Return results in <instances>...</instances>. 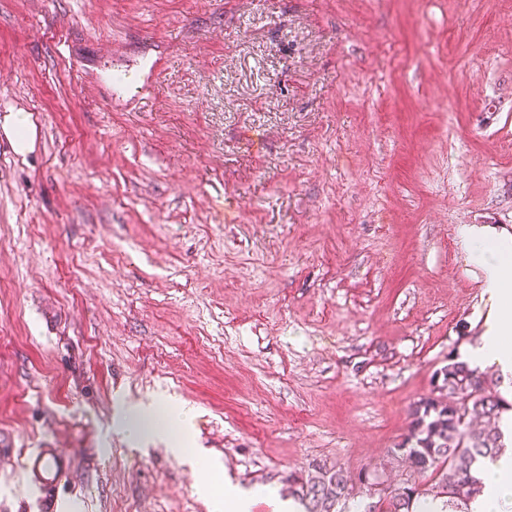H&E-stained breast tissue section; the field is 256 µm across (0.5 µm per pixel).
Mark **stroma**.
<instances>
[{"label":"stroma","mask_w":512,"mask_h":512,"mask_svg":"<svg viewBox=\"0 0 512 512\" xmlns=\"http://www.w3.org/2000/svg\"><path fill=\"white\" fill-rule=\"evenodd\" d=\"M95 84L86 97L82 86ZM0 512L388 484L512 239V0H0ZM182 407L186 432L129 436ZM183 443L185 454L174 451ZM3 128L7 136L13 140L16 152L24 153L31 147L28 140L33 123L28 112H11L5 118ZM72 467V455L57 443L31 449L22 460L27 487L56 507L59 489ZM304 512H334L336 504L344 502L352 493L349 476L341 467L327 469L318 463L312 464L305 478L293 480Z\"/></svg>","instance_id":"35a3bbf8"}]
</instances>
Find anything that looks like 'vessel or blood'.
Here are the masks:
<instances>
[{"instance_id": "1", "label": "vessel or blood", "mask_w": 512, "mask_h": 512, "mask_svg": "<svg viewBox=\"0 0 512 512\" xmlns=\"http://www.w3.org/2000/svg\"><path fill=\"white\" fill-rule=\"evenodd\" d=\"M71 467V454L57 445L31 449L22 460L28 488L51 504L57 503L59 489Z\"/></svg>"}]
</instances>
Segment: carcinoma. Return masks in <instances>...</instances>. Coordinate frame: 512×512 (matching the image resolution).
<instances>
[{
	"instance_id": "1",
	"label": "carcinoma",
	"mask_w": 512,
	"mask_h": 512,
	"mask_svg": "<svg viewBox=\"0 0 512 512\" xmlns=\"http://www.w3.org/2000/svg\"><path fill=\"white\" fill-rule=\"evenodd\" d=\"M437 375L439 390L448 399L427 398L414 403L412 427L407 437L390 455L402 457L408 472L396 487L374 483L376 501L361 512H422L415 477L429 475L431 492L443 504H468L482 487L479 464L504 453L503 414L512 404L488 391L490 381L463 361L448 359ZM295 490L304 512H334L336 504L352 493L349 476L340 467L326 468L315 463L307 475L295 479Z\"/></svg>"
}]
</instances>
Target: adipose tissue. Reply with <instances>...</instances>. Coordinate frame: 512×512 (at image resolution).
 I'll return each instance as SVG.
<instances>
[{
    "mask_svg": "<svg viewBox=\"0 0 512 512\" xmlns=\"http://www.w3.org/2000/svg\"><path fill=\"white\" fill-rule=\"evenodd\" d=\"M467 238L477 260L488 270L485 292L492 317L480 346L469 348L465 359L471 366L495 365L512 372V259L503 242L482 229L471 228ZM483 489L471 501L470 512H502L512 502V454L482 465Z\"/></svg>",
    "mask_w": 512,
    "mask_h": 512,
    "instance_id": "adipose-tissue-1",
    "label": "adipose tissue"
}]
</instances>
